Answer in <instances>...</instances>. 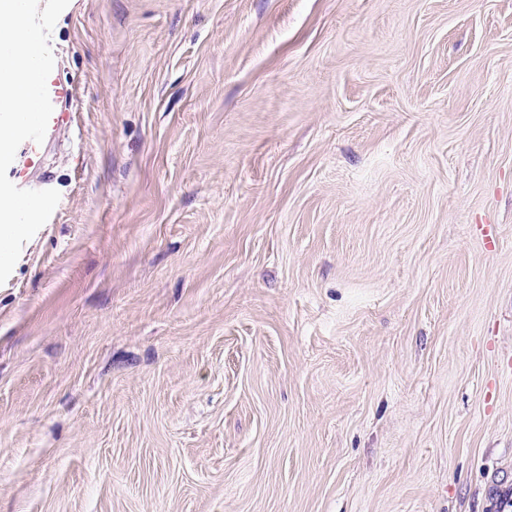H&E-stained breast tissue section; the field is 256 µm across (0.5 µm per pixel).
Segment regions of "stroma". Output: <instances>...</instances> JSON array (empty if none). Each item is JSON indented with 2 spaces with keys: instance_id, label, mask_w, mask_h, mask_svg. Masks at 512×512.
Wrapping results in <instances>:
<instances>
[{
  "instance_id": "35a3bbf8",
  "label": "stroma",
  "mask_w": 512,
  "mask_h": 512,
  "mask_svg": "<svg viewBox=\"0 0 512 512\" xmlns=\"http://www.w3.org/2000/svg\"><path fill=\"white\" fill-rule=\"evenodd\" d=\"M50 43L0 512H493L512 0H70ZM58 65H55L47 82L48 93L53 105V112L49 119L47 132L42 144L33 141L23 142L17 150L16 157L8 169L9 179L18 187L26 186L31 173L42 170L44 166L46 147L51 143L62 127L67 124L71 112H59V106H71L76 98V91L72 84L60 80L57 75Z\"/></svg>"
}]
</instances>
